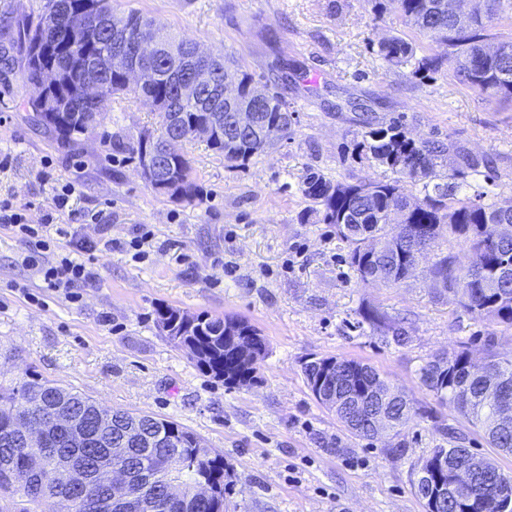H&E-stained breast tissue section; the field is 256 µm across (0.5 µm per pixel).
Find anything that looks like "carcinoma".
I'll return each mask as SVG.
<instances>
[{"mask_svg":"<svg viewBox=\"0 0 512 512\" xmlns=\"http://www.w3.org/2000/svg\"><path fill=\"white\" fill-rule=\"evenodd\" d=\"M396 4L405 25L417 33L448 46V61L455 65L459 80L477 89L487 100H512V52L505 57L487 56L488 29L505 17L512 19V0H470L468 9L448 12V0H372L375 11L386 10V2ZM107 13L106 23L98 32L86 38L67 42L59 30L44 27L46 15L65 16L84 11L93 6ZM120 25L136 39H151L152 19L137 10L117 13L110 0H48L46 11L35 17L21 19L0 17V83L8 84L16 70L23 73L24 83L34 94L26 101L33 118L44 133L63 147L79 144L88 129L101 126L105 103L114 97L134 100H154L168 104V111L175 118L178 141L165 158L160 182L152 188L160 195L192 202L199 197V188L191 177L189 159L181 151L185 142L197 139L196 130L210 122L214 110L224 117L223 126L205 139L209 148L224 155L230 163H244L253 155L265 151L272 142L264 140L259 130L268 124L290 126L288 103L277 93L262 102L251 101L252 91L258 82L255 76L243 69L234 59L216 49L206 64L221 74L236 79L240 100L252 102L257 130L244 132L235 127L233 113L224 103L211 108L179 95V84L188 77L185 68L176 64L166 47L184 46L188 41L174 32L160 28L164 36L153 56L144 64L155 68L158 80L151 86L134 88L122 76L112 72L110 59L115 48L112 26ZM378 53L390 66H400L415 56L411 42L399 34H392L378 44ZM55 63L60 70L58 86L41 87L40 70L43 65ZM94 79L102 88L100 99H87L83 87ZM356 149L379 164L388 167L396 178L388 182L345 183L333 181L313 171L304 181V195L323 207L322 221L336 225L341 237L351 245L348 260L360 281L364 274L376 269L385 271L384 282L400 278L411 249L422 245L427 249L451 240L467 247L480 256L485 272L474 281L467 280L469 271L455 267L452 253L438 255L437 260L425 271L430 288L448 301L476 318L488 317L512 327V298L499 301L495 289L512 295V238L492 242L496 224H512V212L497 215V205L485 203L478 195L462 193L457 182H439L438 159L449 147L412 138L398 121L375 123L367 118ZM168 135L160 131L154 135L146 132L140 136L132 151L137 158L158 146ZM411 158L414 166L406 171L400 160ZM424 181L423 198H414L405 188L407 181ZM404 211L402 223L410 230L396 234V226L387 222L388 209ZM349 224H364L371 240L360 239L345 231ZM392 240V249L379 257H370L365 248L371 241ZM365 319L385 333L392 334L397 343L407 339L405 330L387 321L383 314L371 311ZM172 330L167 339L176 347L192 346V358L198 366L224 383L247 386L256 381L258 368L239 362L234 354L235 341L252 339L259 358L267 351L266 340L247 320L234 317H217L207 313L193 316L189 324L183 323L182 312L167 307L157 311V325ZM468 353L458 350L448 355V366L429 361L420 369L422 385L436 399L457 411L476 432L482 434L492 448L512 449V426L508 430L497 427L498 408L484 397L482 386L468 378L466 361ZM490 366L498 376L512 379V358L505 359L490 353ZM302 364L308 387H313L324 372L330 357L316 358ZM337 362L350 369L347 375L350 388L358 390L369 380L381 377L371 365L354 359L339 358ZM386 399L383 407L392 415L389 429L405 425L412 418L413 403L398 388L382 380ZM61 393L68 405L80 417L91 433L85 446H70L62 433L47 434L46 443L40 448H24L15 434V424L21 419L35 423L54 403V394ZM112 416V438L96 434L99 415ZM137 416L120 410L104 408L82 393L64 388L37 377L14 385H0V512H44L43 505L51 500L54 512H63L56 493L51 491L44 498L16 487L11 473L26 470L30 462L38 460L46 475H51L61 459H70L77 465L91 468L121 466L142 474L132 487V499L124 512H224V493L228 482L224 456L208 448L200 438L182 425L165 418L141 415V432H128L129 420ZM122 448L124 454L115 456L112 449ZM178 480L186 489L198 482H206L215 489L214 497L194 500L186 507L185 499L165 495L168 482Z\"/></svg>","mask_w":512,"mask_h":512,"instance_id":"obj_1","label":"carcinoma"}]
</instances>
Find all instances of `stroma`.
Masks as SVG:
<instances>
[{"mask_svg": "<svg viewBox=\"0 0 512 512\" xmlns=\"http://www.w3.org/2000/svg\"><path fill=\"white\" fill-rule=\"evenodd\" d=\"M209 49H224L287 101L292 125L245 164L225 162L195 140L183 145L201 200L156 193L131 148L159 133L148 104L115 98L101 130L64 148L37 130L14 78L0 93V200L26 207L30 223H55L97 239L84 256L98 277L77 299L41 288L22 265L25 244L0 228V383L41 377L99 404L174 420L224 454L231 471L225 512H426L413 488L431 449L465 434L466 448L512 472V455L490 447L423 387L434 356L467 350L512 357V327L466 314L421 278L359 285L349 247L322 208L304 197L307 174L387 181L392 172L353 155L361 113L398 120L418 140L453 142L488 160L470 176L486 202L512 205V101L490 102L460 82L445 45L406 27L395 7L371 0H115ZM400 33L417 56L437 59L429 77L414 63L388 67L378 43ZM72 194L55 211L62 185ZM98 222H90L91 214ZM153 233L144 259L125 247L135 225ZM165 307L237 315L267 343L256 383L228 387L203 373L159 331ZM376 310L404 327L396 343L365 321ZM360 360L413 401L399 435L353 434L309 389L311 357Z\"/></svg>", "mask_w": 512, "mask_h": 512, "instance_id": "1", "label": "stroma"}]
</instances>
